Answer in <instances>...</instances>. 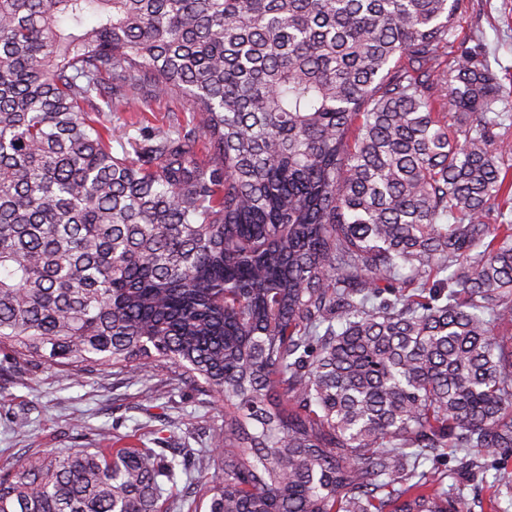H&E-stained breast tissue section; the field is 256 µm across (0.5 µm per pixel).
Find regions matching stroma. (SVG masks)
<instances>
[{
	"instance_id": "stroma-1",
	"label": "stroma",
	"mask_w": 512,
	"mask_h": 512,
	"mask_svg": "<svg viewBox=\"0 0 512 512\" xmlns=\"http://www.w3.org/2000/svg\"><path fill=\"white\" fill-rule=\"evenodd\" d=\"M457 40L479 46L500 80L504 111L512 113V0H462ZM105 124L137 137L191 128L199 116L180 93L149 101L139 112H107ZM23 417L24 429L13 421ZM224 426L216 397L182 382L157 363L133 375L111 368L74 374L48 365L0 373V467L52 450L99 448L103 443L148 448H208ZM463 449L430 452L423 467L448 473L464 488L469 512H487L495 475L512 476V452L483 458L484 473L470 469Z\"/></svg>"
}]
</instances>
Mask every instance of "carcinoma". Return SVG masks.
<instances>
[{
    "instance_id": "1",
    "label": "carcinoma",
    "mask_w": 512,
    "mask_h": 512,
    "mask_svg": "<svg viewBox=\"0 0 512 512\" xmlns=\"http://www.w3.org/2000/svg\"><path fill=\"white\" fill-rule=\"evenodd\" d=\"M460 2L0 0V352L219 396L208 512H466L420 466L512 448V116L441 61ZM175 91L197 125L113 149ZM191 458L51 452L0 512H160Z\"/></svg>"
}]
</instances>
